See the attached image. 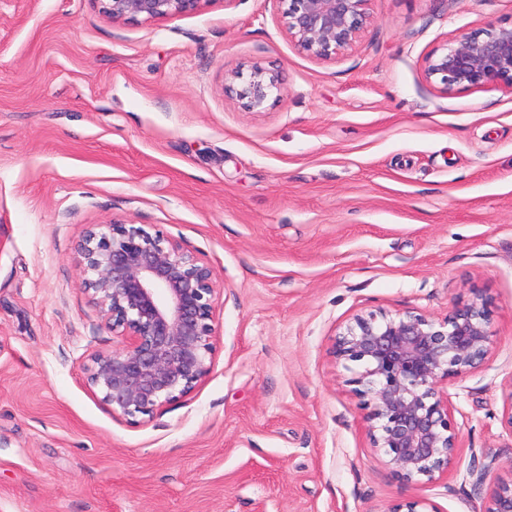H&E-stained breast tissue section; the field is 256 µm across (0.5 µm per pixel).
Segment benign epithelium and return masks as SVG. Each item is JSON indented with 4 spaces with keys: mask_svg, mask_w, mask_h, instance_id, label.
Wrapping results in <instances>:
<instances>
[{
    "mask_svg": "<svg viewBox=\"0 0 512 512\" xmlns=\"http://www.w3.org/2000/svg\"><path fill=\"white\" fill-rule=\"evenodd\" d=\"M97 2L105 17L124 23L194 13L202 0ZM286 2L288 38L320 61L355 48L373 23L370 0ZM424 73L444 93L458 86L512 87V25L460 32L425 58ZM226 90L245 112L285 93L279 73L259 63ZM76 252L83 292L122 340L120 347L90 356L87 384L112 415L151 418L209 374L212 310L224 283L178 242L120 220L88 225ZM489 325V304L482 300L456 306L441 320L414 311H370L336 336L335 357L352 372L348 384L369 409L372 448L397 476L432 484L456 465L459 427L448 385L489 358ZM381 512L437 509L417 498ZM480 512H512V479L490 488Z\"/></svg>",
    "mask_w": 512,
    "mask_h": 512,
    "instance_id": "1",
    "label": "benign epithelium"
}]
</instances>
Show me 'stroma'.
I'll list each match as a JSON object with an SVG mask.
<instances>
[{
    "label": "stroma",
    "mask_w": 512,
    "mask_h": 512,
    "mask_svg": "<svg viewBox=\"0 0 512 512\" xmlns=\"http://www.w3.org/2000/svg\"><path fill=\"white\" fill-rule=\"evenodd\" d=\"M284 0H203L112 23L95 0H0V512H478L472 455L512 478V87L442 93L423 60L512 23V0H370L319 61ZM254 62L286 94L226 93ZM176 240L224 288L209 374L153 418L113 417L90 354L121 340L81 291L85 227ZM491 304L492 351L448 388L459 460L407 482L335 359L371 310Z\"/></svg>",
    "instance_id": "35a3bbf8"
}]
</instances>
